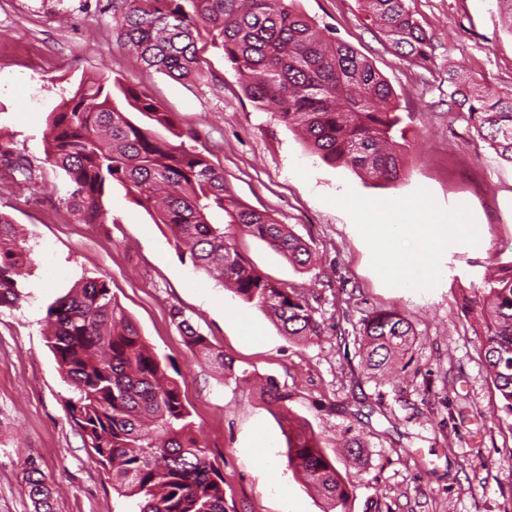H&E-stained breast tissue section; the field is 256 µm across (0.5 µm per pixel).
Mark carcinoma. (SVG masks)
<instances>
[{"label":"carcinoma","instance_id":"carcinoma-1","mask_svg":"<svg viewBox=\"0 0 512 512\" xmlns=\"http://www.w3.org/2000/svg\"><path fill=\"white\" fill-rule=\"evenodd\" d=\"M365 19L408 63L426 60L432 37L406 0H361ZM112 20L124 45L143 64L173 79L205 76L197 41L210 38L245 81L258 106L275 107L328 164L388 182L399 180L402 154L395 140L402 118L393 89L367 57L326 33L297 0H112ZM449 108L501 160L512 164V86L490 87L448 69ZM137 112L139 123L129 118ZM168 135H163L160 130ZM180 139L173 143L168 136ZM46 161L63 178L65 204L84 224H105L104 197L119 184L137 205L155 213L190 252L194 266L244 301L267 309L286 336L323 335L313 294L264 276L241 257L223 218L265 241L292 263L314 258L303 239L271 216L242 204L224 175L173 129L171 114L133 83L99 76L83 80L45 133ZM0 157L31 185L28 160L0 141ZM29 252L14 224L0 214V303L21 298ZM464 310L484 355L500 407L512 427V262L501 263L464 296ZM188 348L224 367L213 346L179 309L171 312ZM46 341L71 386L66 411L90 458L131 512H226L224 477L198 441L178 382L167 375L136 323L106 281L90 278L47 310ZM411 323L391 309L363 319L359 353L382 371L413 344ZM267 403L286 408L288 393L269 382ZM288 426V465L303 473L327 502L324 512H348L350 494L315 432L282 413ZM33 512H54V491L39 464L25 461Z\"/></svg>","mask_w":512,"mask_h":512}]
</instances>
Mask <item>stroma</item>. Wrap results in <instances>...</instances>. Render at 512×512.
<instances>
[{"mask_svg": "<svg viewBox=\"0 0 512 512\" xmlns=\"http://www.w3.org/2000/svg\"><path fill=\"white\" fill-rule=\"evenodd\" d=\"M430 33L429 62L394 54L365 21L360 0H299L319 27L364 54L391 85L405 135L403 174L374 180L312 154L299 133L244 93V80L209 40L197 44L203 79L147 69L119 41L112 0H0V137L33 165L29 189L0 163V213L31 249L22 298L0 304V512H31L23 479L34 458L57 490L56 512H123L66 416L71 388L46 343L48 308L75 284L104 278L150 348L183 376L198 441L220 465L227 512H322V496L289 468L279 408L260 384L288 392L292 416L319 436L351 498L349 512H512V427L463 310L470 284L512 260V164L449 111L448 68L491 86L512 85V33L497 0H408ZM106 75L141 88L169 112L185 142L220 168L250 208L301 237L303 269L266 242L231 230L247 263L310 288L323 336H284L266 310L197 269L171 230L121 185L104 199L108 221L84 224L62 200L45 160L51 112L80 80ZM429 200L458 208L477 237L449 252L431 287L384 280L386 256L361 227L367 205ZM179 309L224 353L217 368L192 353L171 318ZM392 309L415 339L392 375L369 370L357 339L363 318ZM359 439L357 457L345 444Z\"/></svg>", "mask_w": 512, "mask_h": 512, "instance_id": "stroma-1", "label": "stroma"}]
</instances>
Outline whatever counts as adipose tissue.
I'll return each instance as SVG.
<instances>
[{
  "instance_id": "ef3b65f1",
  "label": "adipose tissue",
  "mask_w": 512,
  "mask_h": 512,
  "mask_svg": "<svg viewBox=\"0 0 512 512\" xmlns=\"http://www.w3.org/2000/svg\"><path fill=\"white\" fill-rule=\"evenodd\" d=\"M419 215L411 221L403 203L391 201L371 208L364 227L376 249L386 253L390 277L407 289L429 287L439 273L438 256L464 249L476 235L474 226L436 221L430 207L420 208Z\"/></svg>"
}]
</instances>
